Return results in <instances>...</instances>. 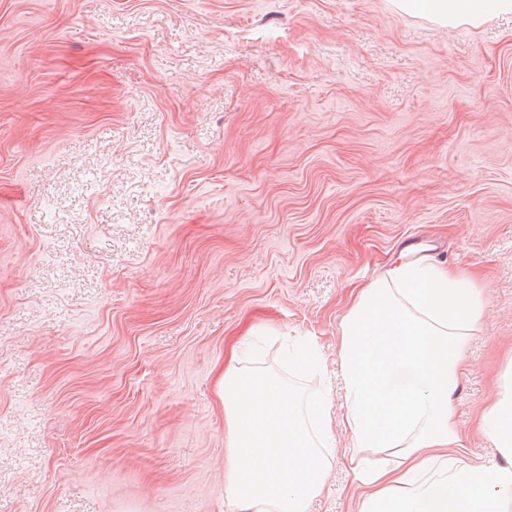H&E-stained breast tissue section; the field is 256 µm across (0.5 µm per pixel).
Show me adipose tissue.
Returning a JSON list of instances; mask_svg holds the SVG:
<instances>
[{"instance_id":"ef3b65f1","label":"adipose tissue","mask_w":512,"mask_h":512,"mask_svg":"<svg viewBox=\"0 0 512 512\" xmlns=\"http://www.w3.org/2000/svg\"><path fill=\"white\" fill-rule=\"evenodd\" d=\"M395 5L444 27L512 13V0ZM484 317L481 289L437 263L393 264L360 289L338 333L355 512H512V367L480 420L501 462H471L453 422L458 368Z\"/></svg>"}]
</instances>
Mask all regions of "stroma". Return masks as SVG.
<instances>
[{
  "label": "stroma",
  "instance_id": "obj_1",
  "mask_svg": "<svg viewBox=\"0 0 512 512\" xmlns=\"http://www.w3.org/2000/svg\"><path fill=\"white\" fill-rule=\"evenodd\" d=\"M477 274L455 421L512 361V14L393 0H0V512H225L217 368L270 335L335 449L339 323L389 262ZM401 11L427 16L444 27H478L492 16L512 13V0H395Z\"/></svg>",
  "mask_w": 512,
  "mask_h": 512
}]
</instances>
